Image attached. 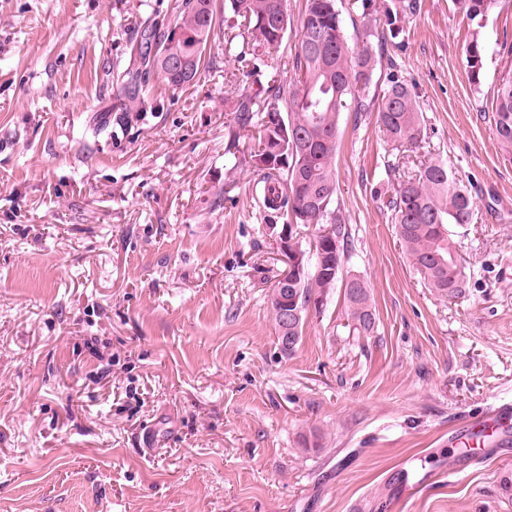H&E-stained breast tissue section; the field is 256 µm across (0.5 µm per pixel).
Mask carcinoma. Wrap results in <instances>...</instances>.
<instances>
[{
  "mask_svg": "<svg viewBox=\"0 0 512 512\" xmlns=\"http://www.w3.org/2000/svg\"><path fill=\"white\" fill-rule=\"evenodd\" d=\"M288 0H224V23L235 32L228 53L237 70L252 75L268 66L258 48L281 45L290 19ZM498 0H453L473 28L464 49V66L471 82H480L485 45L480 38ZM417 0H349L348 11L359 18L365 42L349 41L338 0H304L301 29L286 81H275L258 93L242 91L235 122L259 126L258 150L251 166L261 172L262 200L267 221L283 219L295 225L294 238L307 225L322 228L315 236L310 264L300 276H278L267 296L277 339L286 335L289 307L282 298H299L304 314L311 301L345 281V300L354 329L368 333L375 326V308L366 283L357 276L343 279L350 232L336 204L334 159L344 112H364L378 59L372 40L384 43L404 34L407 16ZM214 30L213 0H181L173 19L143 22L134 48L136 62L116 69V104L125 116L143 111L151 75L177 89L200 72L203 54ZM256 35L250 41L246 35ZM390 72L377 112L384 137L395 148L417 147L423 140V116L414 88ZM496 138L512 154V72L503 74L495 94ZM395 224L397 240L413 269L439 294L456 298L468 287L466 266L458 253L453 227L473 223L476 205L467 185L443 160H430L392 189L375 190Z\"/></svg>",
  "mask_w": 512,
  "mask_h": 512,
  "instance_id": "1",
  "label": "carcinoma"
}]
</instances>
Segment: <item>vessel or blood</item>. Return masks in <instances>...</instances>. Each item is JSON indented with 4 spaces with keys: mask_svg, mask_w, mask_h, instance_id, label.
<instances>
[{
    "mask_svg": "<svg viewBox=\"0 0 512 512\" xmlns=\"http://www.w3.org/2000/svg\"><path fill=\"white\" fill-rule=\"evenodd\" d=\"M489 419L459 422V436L455 446L459 456L473 464H482L491 460L497 453L499 437L512 430V402L503 401L491 408Z\"/></svg>",
    "mask_w": 512,
    "mask_h": 512,
    "instance_id": "b4317fda",
    "label": "vessel or blood"
}]
</instances>
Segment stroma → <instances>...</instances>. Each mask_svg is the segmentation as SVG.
Returning a JSON list of instances; mask_svg holds the SVG:
<instances>
[{
  "instance_id": "stroma-1",
  "label": "stroma",
  "mask_w": 512,
  "mask_h": 512,
  "mask_svg": "<svg viewBox=\"0 0 512 512\" xmlns=\"http://www.w3.org/2000/svg\"><path fill=\"white\" fill-rule=\"evenodd\" d=\"M385 44L418 96L425 142L396 151L368 111L346 112L336 201L351 233L344 275L366 283L371 333L343 288L308 307L284 354L267 294L285 264L258 208L257 171L228 173L235 97L280 79L225 61L224 5L190 85L149 83L145 112L113 111V74L146 18L176 0H0V512H385L422 467L447 466L457 421L512 400V159L492 114L512 69V0L471 37L451 0H418ZM447 160L476 204L459 230L471 275L428 288L374 197L388 163ZM97 340L109 370L87 341ZM404 512H512V458L428 484ZM357 283L358 288L353 284ZM345 300L354 329L359 333L371 332L375 326V308L366 283L357 276H351L345 282Z\"/></svg>"
}]
</instances>
